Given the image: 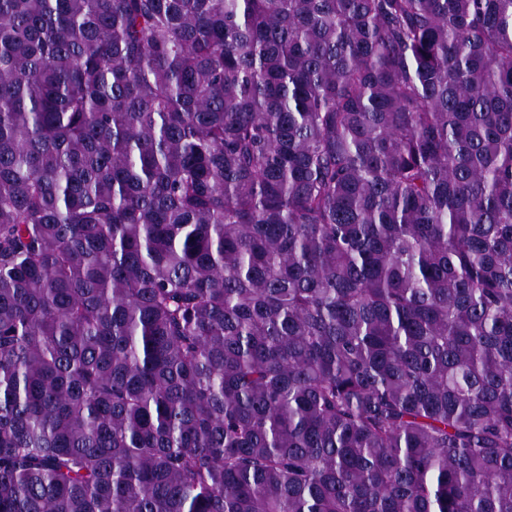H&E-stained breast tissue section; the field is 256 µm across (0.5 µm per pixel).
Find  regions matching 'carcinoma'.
Returning a JSON list of instances; mask_svg holds the SVG:
<instances>
[{"label": "carcinoma", "instance_id": "obj_1", "mask_svg": "<svg viewBox=\"0 0 512 512\" xmlns=\"http://www.w3.org/2000/svg\"><path fill=\"white\" fill-rule=\"evenodd\" d=\"M0 512H512V0H0Z\"/></svg>", "mask_w": 512, "mask_h": 512}]
</instances>
